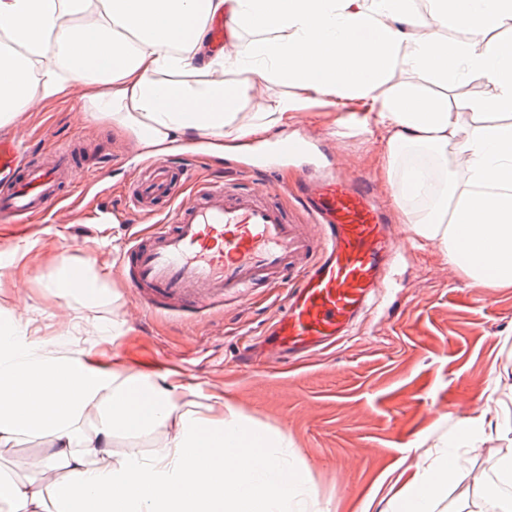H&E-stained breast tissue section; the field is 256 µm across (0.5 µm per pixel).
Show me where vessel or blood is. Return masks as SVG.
I'll return each mask as SVG.
<instances>
[{"mask_svg":"<svg viewBox=\"0 0 512 512\" xmlns=\"http://www.w3.org/2000/svg\"><path fill=\"white\" fill-rule=\"evenodd\" d=\"M67 169L61 156L32 164L17 139L0 137V220L22 224L48 212ZM170 190V167L157 162L149 182L129 190L128 208L145 210ZM298 192L311 219L306 226L290 221L266 193L206 184L180 201L171 223L134 238L122 277L141 304L195 313L246 304L261 287L285 289L262 355L299 358L325 349L367 307L403 234L388 224L368 182L330 177L302 182Z\"/></svg>","mask_w":512,"mask_h":512,"instance_id":"obj_1","label":"vessel or blood"}]
</instances>
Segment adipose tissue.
Listing matches in <instances>:
<instances>
[{"mask_svg": "<svg viewBox=\"0 0 512 512\" xmlns=\"http://www.w3.org/2000/svg\"><path fill=\"white\" fill-rule=\"evenodd\" d=\"M0 0V127L32 92L72 88L93 116L135 137L142 157L191 142L223 156L261 140L294 113L333 105L375 131L389 189L421 209L403 213L473 284L512 285V0ZM223 20L226 44L209 27ZM291 87L241 121L255 79ZM471 81L483 98L449 99ZM64 298L66 333L36 337L0 319V442L47 439L49 477H0V512H296L300 471L288 437L244 424L223 396L198 407L76 340L107 304L88 261L56 264L43 283ZM174 432L150 456L113 458L120 435ZM487 438L468 420L453 443L395 498L393 512H435L449 479ZM478 512H512V451L499 460Z\"/></svg>", "mask_w": 512, "mask_h": 512, "instance_id": "obj_1", "label": "adipose tissue"}]
</instances>
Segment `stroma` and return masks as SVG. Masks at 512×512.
Wrapping results in <instances>:
<instances>
[{
    "instance_id": "obj_1",
    "label": "stroma",
    "mask_w": 512,
    "mask_h": 512,
    "mask_svg": "<svg viewBox=\"0 0 512 512\" xmlns=\"http://www.w3.org/2000/svg\"><path fill=\"white\" fill-rule=\"evenodd\" d=\"M334 113L320 108L295 114L288 134L306 133L309 151L292 158L275 180L246 172L248 153L218 159L194 151L185 159L189 181L233 183L240 190L280 189L278 198L291 220L304 211L285 187L304 168L350 179L371 178L390 223L401 226L409 244L397 254L382 298L359 316L351 333L335 347L297 367L242 365L248 346L273 323L284 291L259 289L245 308L224 306L202 315L138 304L119 274L134 234L169 216L135 225L119 222L120 193L146 170L133 137L119 135L83 109L79 94L48 102L33 95L12 122L33 156L44 149L71 146L80 169V198L25 224H1L0 245L18 243L26 255L0 271V308L35 320L44 338L65 327L64 299L47 294L41 279L63 259L95 262L109 282L116 328L111 342L82 337L86 346L112 355L139 371L165 368L171 380L189 385L186 399L206 402L223 395L243 418L288 436V459L298 465L311 492L308 512H390L391 499L435 456L433 445L453 439L465 419L454 402L486 397L495 379L512 383V286L473 285L450 271L441 248L413 243L411 225L385 186L384 153L377 135L334 125ZM44 440L22 438L0 446V471L21 479L43 480Z\"/></svg>"
}]
</instances>
